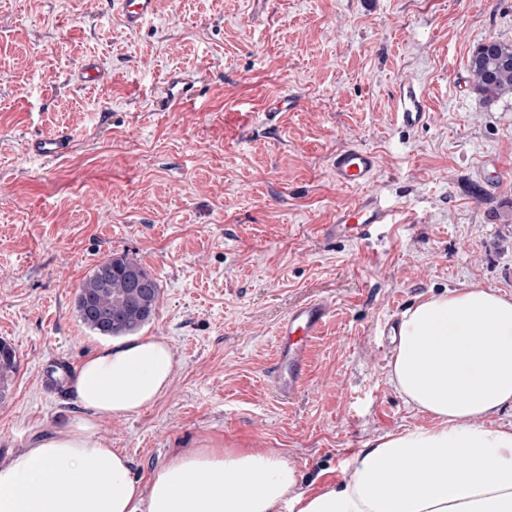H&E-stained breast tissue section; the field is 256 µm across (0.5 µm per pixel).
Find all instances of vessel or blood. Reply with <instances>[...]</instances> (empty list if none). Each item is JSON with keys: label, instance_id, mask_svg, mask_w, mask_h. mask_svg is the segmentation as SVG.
<instances>
[{"label": "vessel or blood", "instance_id": "vessel-or-blood-1", "mask_svg": "<svg viewBox=\"0 0 512 512\" xmlns=\"http://www.w3.org/2000/svg\"><path fill=\"white\" fill-rule=\"evenodd\" d=\"M127 29L140 28L156 13V0H114ZM167 100L174 105L188 106L194 101L196 83L181 73H170L165 81ZM395 112L402 127L414 130L432 118L423 87L415 81L400 83L393 95ZM70 140L64 135H37L27 142L28 151L50 162L65 155ZM379 168L377 155L357 145L336 150L331 157L330 171L337 185L362 188V195L352 205L337 209L327 236L361 238L376 224H387L392 209L378 193L369 191ZM329 315L325 300L315 299L294 307L276 329L277 369L273 389L281 399L292 398L297 392L306 365L308 348Z\"/></svg>", "mask_w": 512, "mask_h": 512}]
</instances>
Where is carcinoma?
Segmentation results:
<instances>
[{
    "label": "carcinoma",
    "mask_w": 512,
    "mask_h": 512,
    "mask_svg": "<svg viewBox=\"0 0 512 512\" xmlns=\"http://www.w3.org/2000/svg\"><path fill=\"white\" fill-rule=\"evenodd\" d=\"M473 91L493 101L512 93V44L490 38L469 57ZM157 279L125 254L100 262L76 290L75 309L81 324L99 336H126L151 323L159 303ZM18 367L17 353L0 341V401L6 399Z\"/></svg>",
    "instance_id": "obj_1"
}]
</instances>
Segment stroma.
Returning <instances> with one entry per match:
<instances>
[{
    "label": "stroma",
    "instance_id": "stroma-1",
    "mask_svg": "<svg viewBox=\"0 0 512 512\" xmlns=\"http://www.w3.org/2000/svg\"><path fill=\"white\" fill-rule=\"evenodd\" d=\"M489 38L512 42V0H159L137 31L112 0H0V339L19 355L0 463L80 416L68 383L103 339L76 289L114 253L157 278L139 334L176 361L153 405L99 421L136 477L206 442L275 449L307 487L424 424L388 380L385 326L447 290L512 296V96L483 102L468 70ZM175 69L198 81L190 108L164 100ZM410 78L432 119L406 131L393 94ZM282 94L298 110L269 111ZM50 133L66 157L26 152ZM351 144L377 154L370 188L399 209L362 241L324 235L359 195L330 174ZM313 298L329 319L284 401L276 328Z\"/></svg>",
    "mask_w": 512,
    "mask_h": 512
}]
</instances>
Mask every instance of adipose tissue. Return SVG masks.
Segmentation results:
<instances>
[{
    "mask_svg": "<svg viewBox=\"0 0 512 512\" xmlns=\"http://www.w3.org/2000/svg\"><path fill=\"white\" fill-rule=\"evenodd\" d=\"M175 356L157 338L96 349L69 397L81 417L0 464V512H512V297L465 288L402 315L388 379L427 422L367 442L343 479L302 489L278 452L175 448L148 480L98 421L158 400Z\"/></svg>",
    "mask_w": 512,
    "mask_h": 512,
    "instance_id": "obj_1",
    "label": "adipose tissue"
}]
</instances>
